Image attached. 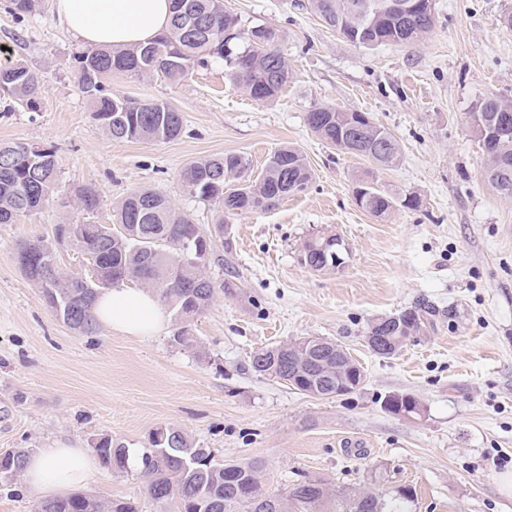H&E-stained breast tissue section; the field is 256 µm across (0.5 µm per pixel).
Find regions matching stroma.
Wrapping results in <instances>:
<instances>
[{"label":"stroma","mask_w":512,"mask_h":512,"mask_svg":"<svg viewBox=\"0 0 512 512\" xmlns=\"http://www.w3.org/2000/svg\"><path fill=\"white\" fill-rule=\"evenodd\" d=\"M242 26L274 30L292 74L270 103L236 85L222 60L178 82L114 74L135 100L182 113L174 140L115 141L79 90L73 57L84 46L53 4L17 20L0 0V64L20 61L43 81L36 109L0 97V143L52 149L53 200L15 224H0V454L23 448H91L108 434L131 450L162 426L186 431L218 460L259 459L267 485L299 476L377 489L410 486L411 512H512L501 488L512 475V198L485 179L486 156L469 120L488 96L512 99V31L501 24L512 0H435L436 23L417 45L358 48L323 23L308 0H224ZM368 113L402 150L379 181L419 208L377 220L352 197L362 158L328 147L309 130L313 108ZM307 158L313 182L266 212L220 224L215 208L181 189L189 162L241 155L260 174L279 147ZM100 194L79 212L75 192ZM150 188L216 233L205 270L217 284L192 324L203 354L176 345L174 321L148 337L98 324L79 335L59 321L21 272V242L51 237L55 225L113 221L129 193ZM339 235L344 267L318 273L302 262L313 235ZM426 299L436 325L395 356H373L368 323ZM304 336L342 345L365 369L359 392L316 399L256 376L258 349ZM414 394L420 416L381 407L392 392ZM88 495L122 498L137 512H162L137 463L103 470Z\"/></svg>","instance_id":"stroma-1"}]
</instances>
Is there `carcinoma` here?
I'll return each instance as SVG.
<instances>
[{
    "label": "carcinoma",
    "mask_w": 512,
    "mask_h": 512,
    "mask_svg": "<svg viewBox=\"0 0 512 512\" xmlns=\"http://www.w3.org/2000/svg\"><path fill=\"white\" fill-rule=\"evenodd\" d=\"M190 12L181 17L171 11L168 25L150 41L163 63L147 68L142 53L147 45L129 49L94 48L76 56L78 85L89 102L101 129L117 141L173 140L184 132L183 116L165 102L137 101L112 90L114 73L137 76L161 74L179 81L209 58L224 61L229 76L249 95L262 102L276 99L288 83V66L276 45V34L266 27H240L237 16L224 8V0H189ZM311 10L355 47L374 48L384 44L414 45L434 26L435 11L404 12L399 0H308ZM42 6V0H10L9 11L22 19ZM41 92L36 71L22 63L0 66V96L14 101L37 102ZM512 114V100L488 97L479 109L469 112L475 136L488 164L485 177L504 198H512V132L497 137L487 122ZM309 130L328 146L363 158L371 168L354 178L361 193L357 205L380 220L389 219L399 207L416 209L420 198H401L379 184L376 172L399 165L401 149L387 128L364 120L358 111L321 106L307 113ZM29 144L0 143V224H15L19 218L48 203L57 189V167H36L28 161ZM245 159L236 154L216 155L188 163L181 171L182 191L231 218L249 212H265L284 199L306 192L312 170L303 153L288 145L275 150L265 170L255 179L243 177ZM80 209L92 213L100 203L92 186L78 190ZM77 230L76 246L86 258L92 276L88 279L62 275L54 241L39 239L23 244L18 261L25 276L40 289L55 315L78 334L96 331L93 305L102 291L124 281H137L152 290L160 304L172 312L177 323L173 340L200 351L191 332L194 319L210 306L215 282L196 262L198 251L209 252L213 242L199 225L177 211L165 196L151 190L131 192L119 204L115 222L93 224ZM316 235L303 244L302 261L315 269L326 263ZM439 311L422 299L397 313L393 328L380 326L382 318L367 327V347L379 358H390L401 350L403 336H418L436 324ZM314 357L327 377L300 383L298 369L304 354L298 338L262 348L250 356L251 370L258 376L299 393L318 398L336 392V379L350 386L366 377L355 361L336 365V343L323 340ZM141 453L140 473L150 498L175 512H195L197 504L210 502L207 512H411L413 494L407 489L383 492L365 484L333 486L321 478L303 476L282 490L265 487V464L256 459L218 461L208 448H198L191 437L174 426L158 427ZM184 448L199 458L185 468L179 460L156 452L158 448ZM93 451L102 467L114 472L129 468L130 449L106 435L96 440ZM35 512H135L122 499L101 500L84 493L65 499H41Z\"/></svg>",
    "instance_id": "carcinoma-1"
}]
</instances>
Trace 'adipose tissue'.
<instances>
[{
  "instance_id": "1",
  "label": "adipose tissue",
  "mask_w": 512,
  "mask_h": 512,
  "mask_svg": "<svg viewBox=\"0 0 512 512\" xmlns=\"http://www.w3.org/2000/svg\"><path fill=\"white\" fill-rule=\"evenodd\" d=\"M58 17L81 43L122 49L144 44L166 27L171 0H56ZM94 314L104 324L131 336H148L165 323L163 307L144 289H111ZM96 461L81 448H44L30 454L23 471L26 489L62 497L88 485Z\"/></svg>"
}]
</instances>
